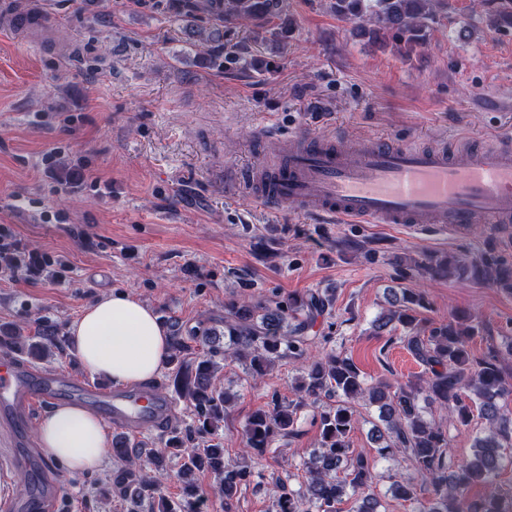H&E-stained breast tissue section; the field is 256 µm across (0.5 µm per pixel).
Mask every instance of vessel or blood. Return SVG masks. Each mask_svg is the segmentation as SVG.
I'll use <instances>...</instances> for the list:
<instances>
[{
    "mask_svg": "<svg viewBox=\"0 0 512 512\" xmlns=\"http://www.w3.org/2000/svg\"><path fill=\"white\" fill-rule=\"evenodd\" d=\"M236 192L256 205L297 206L332 224H472L499 231L512 223V141L466 142L457 152L418 144L342 143L334 135L299 133L267 141L266 152L241 174ZM69 399L100 411L118 430L158 429L176 411L143 386H98L70 374L0 361V417ZM7 512H43L35 491L13 494Z\"/></svg>",
    "mask_w": 512,
    "mask_h": 512,
    "instance_id": "obj_1",
    "label": "vessel or blood"
}]
</instances>
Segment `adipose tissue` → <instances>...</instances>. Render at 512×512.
Listing matches in <instances>:
<instances>
[{
  "instance_id": "ef3b65f1",
  "label": "adipose tissue",
  "mask_w": 512,
  "mask_h": 512,
  "mask_svg": "<svg viewBox=\"0 0 512 512\" xmlns=\"http://www.w3.org/2000/svg\"><path fill=\"white\" fill-rule=\"evenodd\" d=\"M69 344L90 374L117 384L152 379L169 352L166 330L154 312L125 292L104 294L69 327ZM45 457L72 472H97L107 464L110 436L91 409L54 408L37 424Z\"/></svg>"
}]
</instances>
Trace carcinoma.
Listing matches in <instances>:
<instances>
[{"mask_svg":"<svg viewBox=\"0 0 512 512\" xmlns=\"http://www.w3.org/2000/svg\"><path fill=\"white\" fill-rule=\"evenodd\" d=\"M192 10L214 12L224 21L239 19L263 24L282 13L279 0H182ZM437 0H333L336 16L345 21L361 22L359 33L381 36L406 47L410 52L422 45L436 22ZM498 31L512 30V0H501V9L492 18ZM406 270L433 277L461 276L467 272L476 278L512 288V269L497 263L470 267L448 258L434 261L414 260ZM390 308L373 323L381 334L399 323L407 334L400 337L415 359L425 367L414 381L397 386L381 382L365 384L352 357L331 350L322 356L309 353L306 331L315 319L333 305V299L319 291L289 294L269 305L247 299L224 303V338L202 330L207 351L196 362L187 360L194 341L171 337L168 365L175 393L186 399L192 409V422L183 430H173L162 447L147 452L126 436L112 437L111 451L124 466L113 478V485L130 500V512L156 489L163 476L167 456L181 460L178 476L184 484L181 501L158 498V512H198L200 499L194 496L195 475L210 471L217 491L224 497V512L238 489L259 477L251 466L224 462V440L218 435L235 394L214 383L218 361L232 359L246 372L263 376L281 359L301 364L299 391L316 401L329 396L334 402L319 413V446L305 462L308 478L299 491L282 488L277 498V512H339L347 492L368 487L374 478L375 464L350 451L349 434L358 419L351 406L357 399L377 407L383 426H374L372 440L377 455L387 457L406 453L415 475L392 482L393 496L402 501L417 499L416 478L428 485L429 500L422 512H502L503 500L495 495L470 499L475 483H492L500 471L512 464V412L501 400L512 392L506 385L502 356L491 348L475 357L469 343L478 333L472 320L458 316L439 325L418 329L416 309L426 307L425 295L418 291L390 293ZM55 336L51 328L34 338L13 333L0 335V349L16 350L42 359L52 354ZM438 406L448 410V420L468 424L478 415L489 423V434L476 440L473 457L453 471L448 466V437L443 427L425 416L427 409ZM298 405L273 398L265 408L251 415L244 429V451L250 457H262L272 443L296 433Z\"/></svg>","mask_w":512,"mask_h":512,"instance_id":"cac0c4a2","label":"carcinoma"}]
</instances>
